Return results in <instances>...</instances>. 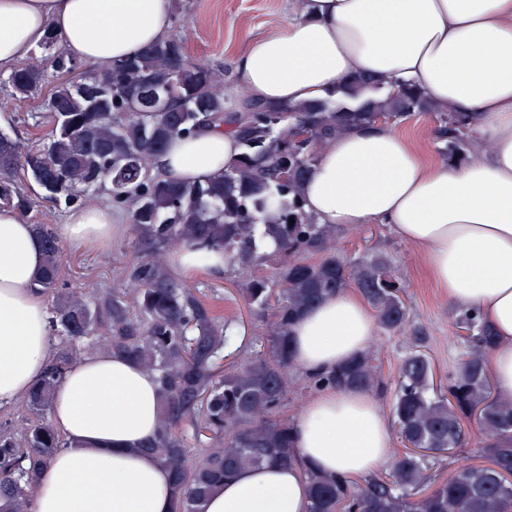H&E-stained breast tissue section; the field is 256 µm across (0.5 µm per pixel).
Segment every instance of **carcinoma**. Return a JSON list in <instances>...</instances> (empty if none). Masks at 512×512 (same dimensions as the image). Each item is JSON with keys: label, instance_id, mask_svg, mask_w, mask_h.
Instances as JSON below:
<instances>
[{"label": "carcinoma", "instance_id": "carcinoma-1", "mask_svg": "<svg viewBox=\"0 0 512 512\" xmlns=\"http://www.w3.org/2000/svg\"><path fill=\"white\" fill-rule=\"evenodd\" d=\"M77 67L57 55L48 66L31 64L11 74L15 91L26 96L41 92L52 77L56 84L46 104L52 122L47 141L25 150L0 134V205L23 214L33 208L19 187L20 172L42 190V201L56 206L104 190L128 211L148 251L137 256L122 295L90 301L58 287L64 253L56 227L34 225L44 250L35 286L52 298L50 330L61 344L25 399L32 417L19 426L0 424V512H33L40 476L65 446L47 414L57 384L76 363L73 346L88 337L98 350L156 376L161 416L144 448L171 471L172 512H202L212 490L238 471L294 463L293 424L281 409L297 381L316 391L352 386L383 392L371 348L328 374L293 375L289 331L329 295L354 288L383 329L408 325L405 289L389 258L339 254L340 228L315 223L299 188L318 153L349 130L377 120L400 123L433 108L413 87L378 96V81L364 75L344 87L348 97L368 93L355 108L328 100L269 108L243 90L229 95L223 77L191 62L176 37L79 82L70 77ZM435 117L448 159L488 149L467 138L466 115L450 108ZM221 125L241 147L223 175L187 184L154 170L172 138ZM264 237L277 249L260 252ZM184 247L195 249L202 262L210 251L224 250L226 265L246 275L240 288L245 302L268 313L264 342L239 362L224 364L241 353L239 332L211 316L195 288L167 271L166 254ZM265 262L274 264L270 276L259 272ZM455 326L457 357L448 384L439 386L423 351L425 331H411L392 400L405 450L392 470L362 484L307 471L309 512H512V397L492 392L486 354L494 336L471 310H459ZM471 422L487 438L485 462L461 464L438 480L434 460L467 443ZM186 424L205 433L208 445L190 446L182 433Z\"/></svg>", "mask_w": 512, "mask_h": 512}]
</instances>
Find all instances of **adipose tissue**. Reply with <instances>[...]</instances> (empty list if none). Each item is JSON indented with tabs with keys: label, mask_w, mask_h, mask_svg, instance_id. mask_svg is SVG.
<instances>
[{
	"label": "adipose tissue",
	"mask_w": 512,
	"mask_h": 512,
	"mask_svg": "<svg viewBox=\"0 0 512 512\" xmlns=\"http://www.w3.org/2000/svg\"><path fill=\"white\" fill-rule=\"evenodd\" d=\"M175 0H0V73L48 36L65 58L103 65L166 40ZM238 83L259 102L327 98L355 73L384 92L422 90L440 109L469 117L488 151L435 162L392 125L357 128L318 154L303 183L304 209L319 224L390 225L417 248L451 305L477 310L496 343L487 362L512 396V0H306L298 18L249 41ZM239 152L208 128L174 139L158 158L165 177L204 183ZM111 206L71 212L58 234L79 250L112 243ZM44 264L30 224L0 208V403L22 400L50 358L47 302L35 280ZM376 322L351 291L323 300L292 329L293 362L326 374L365 352ZM160 413L157 379L132 361L94 353L63 375L52 422L68 442L44 470L34 512H171V476L142 451ZM296 463L239 471L204 512H308L302 467L366 477L391 458V423L378 399L354 387L318 391L292 433Z\"/></svg>",
	"instance_id": "obj_1"
}]
</instances>
